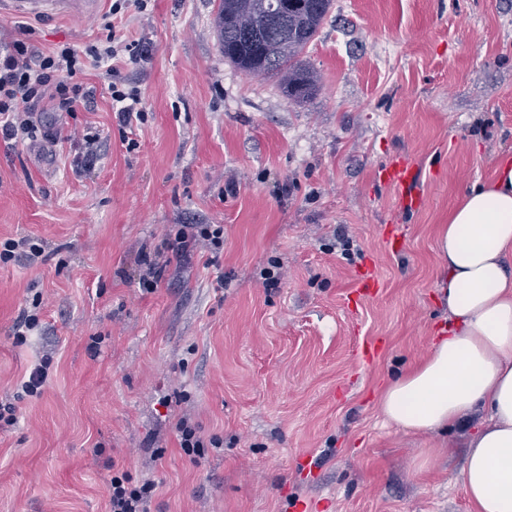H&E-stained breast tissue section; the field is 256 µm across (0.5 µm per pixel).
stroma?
Wrapping results in <instances>:
<instances>
[{"mask_svg":"<svg viewBox=\"0 0 512 512\" xmlns=\"http://www.w3.org/2000/svg\"><path fill=\"white\" fill-rule=\"evenodd\" d=\"M217 9L149 0L116 20L148 49L120 70L145 111L135 147L91 62L76 111L44 98L43 136L0 138V242L46 254L0 266V404L17 407L0 512H107L116 468L157 483L152 512H473L461 470L482 412L414 434L378 401L448 323L440 225L512 148V0H333L302 56L321 76L304 103L225 61ZM102 23L4 15L0 45L81 50ZM76 126L101 136L93 168L75 167ZM395 155L419 171L418 209L378 178ZM184 224L223 225V248L170 257ZM146 256L167 264L151 293ZM36 302L41 326L16 343ZM45 356L40 394L16 400ZM181 417L221 447L192 462Z\"/></svg>","mask_w":512,"mask_h":512,"instance_id":"1","label":"stroma"}]
</instances>
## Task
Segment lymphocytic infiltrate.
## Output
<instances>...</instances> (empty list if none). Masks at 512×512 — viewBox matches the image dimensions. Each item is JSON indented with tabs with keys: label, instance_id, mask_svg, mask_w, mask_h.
I'll return each instance as SVG.
<instances>
[{
	"label": "lymphocytic infiltrate",
	"instance_id": "lymphocytic-infiltrate-1",
	"mask_svg": "<svg viewBox=\"0 0 512 512\" xmlns=\"http://www.w3.org/2000/svg\"><path fill=\"white\" fill-rule=\"evenodd\" d=\"M104 29V39L82 53L66 46L35 57L25 42L17 40L0 54V138L36 137L39 127L33 111L45 94H52L60 111H74L81 88L73 79L82 70L83 58L107 63L109 74L116 77L121 65L137 63L146 54V46L138 41L117 36L114 24L105 23ZM201 240L216 249L223 246V225H185L169 237L167 249L175 257H185ZM154 491L152 482L136 485L127 471H115L108 489V512H151Z\"/></svg>",
	"mask_w": 512,
	"mask_h": 512
}]
</instances>
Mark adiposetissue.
<instances>
[{"mask_svg":"<svg viewBox=\"0 0 512 512\" xmlns=\"http://www.w3.org/2000/svg\"><path fill=\"white\" fill-rule=\"evenodd\" d=\"M437 252L448 325L423 362L386 387L379 408L414 433L487 410L470 435L464 485L474 512H512V153L450 210Z\"/></svg>","mask_w":512,"mask_h":512,"instance_id":"ef3b65f1","label":"adipose tissue"}]
</instances>
